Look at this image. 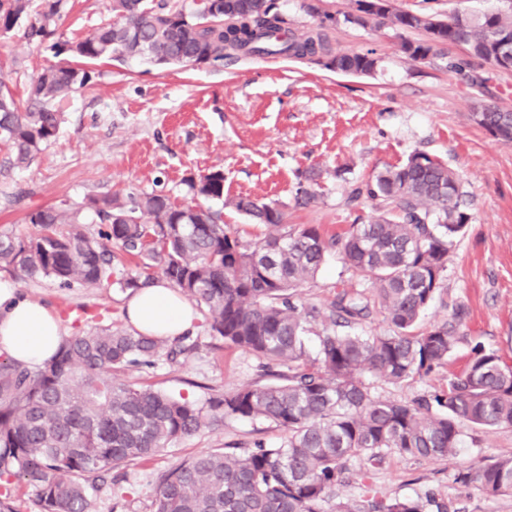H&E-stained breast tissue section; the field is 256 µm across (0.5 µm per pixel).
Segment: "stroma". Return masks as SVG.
<instances>
[{
    "label": "stroma",
    "mask_w": 512,
    "mask_h": 512,
    "mask_svg": "<svg viewBox=\"0 0 512 512\" xmlns=\"http://www.w3.org/2000/svg\"><path fill=\"white\" fill-rule=\"evenodd\" d=\"M499 0H393L400 11L446 19L453 10L479 13ZM288 26L297 32L316 27L321 14L335 15L330 30L338 53L372 52L369 75H343L309 60L254 56L219 66H175L158 70L131 58L97 66L93 82L62 105L66 120L57 138L27 167L11 168L0 147V230L25 237L29 212L63 202L83 204L103 195L164 190L177 203L187 200L184 180L224 170L223 220L241 240L261 234L232 205L238 197L286 207L292 224H315L327 235L377 214L378 203L355 197L384 166L404 162L416 151L454 170L471 220L448 257L445 290L421 315L425 330L445 321L454 303L468 312L459 344L447 364L430 378L402 385L371 380L374 395L412 398L442 387L469 359L470 340L512 361V144L506 145L470 120L480 99L512 111V71L476 58L468 77L450 72L458 47L443 48L425 62L407 58V32L390 23L360 27L345 22L353 0H279ZM110 0H63L57 35L70 40L111 21ZM49 59L28 42L22 29L0 37V74L17 98H26L34 77ZM316 177L318 198L298 206L296 193ZM20 297L61 318L66 333L94 324L128 330L127 294L115 284L61 288L49 279L30 280L0 269ZM369 281L329 252L314 281L301 288L303 301L321 304L339 288L367 289ZM192 333L199 347L177 364L118 372L119 381L149 386L197 403L255 382L257 361L226 348L213 335L203 305H195ZM261 438L280 443L281 430L262 420L225 419L183 439L153 458L121 471L120 484L95 483L88 490L89 512H150L156 476L182 460L234 442ZM512 456V428L465 431L456 464L444 460L389 457L374 473L354 476L336 491L356 499L365 488L383 497L414 498L434 490L462 512H512V495L489 498L455 481L457 466L479 468Z\"/></svg>",
    "instance_id": "obj_1"
}]
</instances>
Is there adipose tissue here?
Wrapping results in <instances>:
<instances>
[{
	"mask_svg": "<svg viewBox=\"0 0 512 512\" xmlns=\"http://www.w3.org/2000/svg\"><path fill=\"white\" fill-rule=\"evenodd\" d=\"M126 319L139 333L178 336L196 319L195 311L167 281H155L130 295ZM64 338L57 315L19 298L14 288L0 283V354L30 366L49 359Z\"/></svg>",
	"mask_w": 512,
	"mask_h": 512,
	"instance_id": "1",
	"label": "adipose tissue"
}]
</instances>
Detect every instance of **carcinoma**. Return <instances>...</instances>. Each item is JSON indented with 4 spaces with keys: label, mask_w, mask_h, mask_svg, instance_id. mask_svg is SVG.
I'll return each mask as SVG.
<instances>
[{
    "label": "carcinoma",
    "mask_w": 512,
    "mask_h": 512,
    "mask_svg": "<svg viewBox=\"0 0 512 512\" xmlns=\"http://www.w3.org/2000/svg\"><path fill=\"white\" fill-rule=\"evenodd\" d=\"M254 8L224 25V0H112L118 20L100 24L77 41L56 39L62 0H42L30 16V0H0V35L30 18L29 41L45 44L57 61L34 80L21 107L0 77V140L8 163L28 164L54 140L63 120L56 104L88 85L90 65L140 58L158 69L224 64L234 55H280L343 73L369 74L370 53H336L320 20L301 34L289 29L278 0H254ZM355 0L348 23L365 26L373 16ZM380 18L402 31L429 32L435 18L392 8ZM438 42L403 43L414 61L457 46L465 54L448 69L467 76L471 59L497 65L498 39L512 41V8L478 15L454 11L438 21ZM470 118L498 140L512 144V113L493 100L479 102ZM192 199L224 203V171L215 167L185 179ZM378 201L379 215L325 237L314 224L288 223L285 207L240 197L235 209L265 228L249 242L232 235L219 210L177 206L162 191L89 199L97 234L82 222V208L50 205L27 215L35 232L25 239L0 231V268L30 279L51 278L61 288L99 286L112 276L117 245L140 257L189 300L202 304L212 332L227 348L258 360V382L203 403L117 382L113 374L134 366L175 362L198 344L186 333L175 339L94 326L64 338L55 355L29 367L0 355V478H17L35 490L41 512H87L86 485L121 466L162 452L228 417L260 419L285 432L276 448L262 441L203 452L162 472L151 512H460L428 492L417 498L382 499L368 489L357 501H334L349 482L351 465L365 471L388 455L455 462L463 431L512 427V366L480 343L467 365L429 398L410 402L371 393L365 378L401 385L422 380L457 345L465 311L452 310L439 326L416 330L427 306L444 288L448 256L470 215L460 180L439 160L412 153L388 165L355 196ZM336 249L350 268L369 277L371 294L336 290L325 304L305 303L297 290L314 279L325 254ZM153 278L128 273L121 290H138ZM381 314L387 329L364 331ZM314 336L312 353L307 339ZM456 480L486 496L512 494V457L477 470L460 468Z\"/></svg>",
    "instance_id": "1"
}]
</instances>
